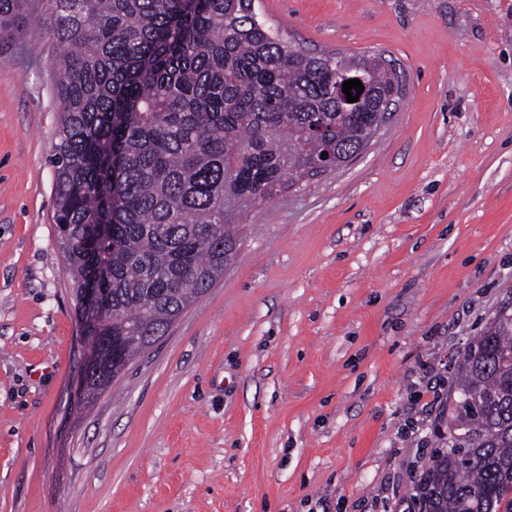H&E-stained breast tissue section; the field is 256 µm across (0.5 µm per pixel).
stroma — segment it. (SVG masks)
<instances>
[{"label":"stroma","instance_id":"obj_1","mask_svg":"<svg viewBox=\"0 0 512 512\" xmlns=\"http://www.w3.org/2000/svg\"><path fill=\"white\" fill-rule=\"evenodd\" d=\"M403 99L252 213L223 276L93 404L56 242L60 48L0 46V512H418L449 362L512 310V0H257Z\"/></svg>","mask_w":512,"mask_h":512}]
</instances>
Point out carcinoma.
<instances>
[{"label": "carcinoma", "instance_id": "1", "mask_svg": "<svg viewBox=\"0 0 512 512\" xmlns=\"http://www.w3.org/2000/svg\"><path fill=\"white\" fill-rule=\"evenodd\" d=\"M45 12L61 47L54 223L78 308L102 345L96 401L232 261L243 217L343 163L382 125L395 70L354 57L362 106L338 111L336 52L272 31L256 0H0V43ZM448 447L414 482L421 512H512V313L454 359Z\"/></svg>", "mask_w": 512, "mask_h": 512}]
</instances>
